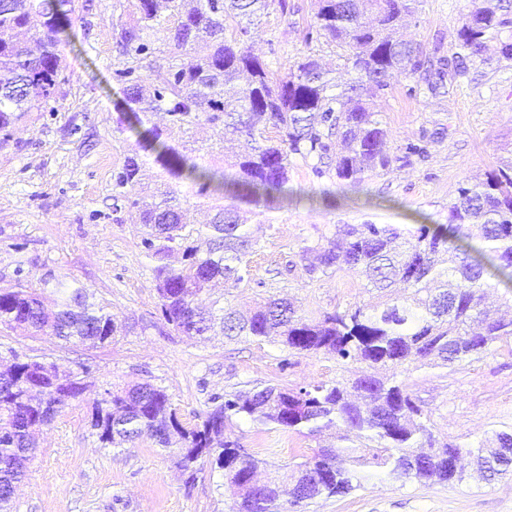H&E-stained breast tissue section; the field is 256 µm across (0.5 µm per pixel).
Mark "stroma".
<instances>
[{
  "label": "stroma",
  "instance_id": "obj_1",
  "mask_svg": "<svg viewBox=\"0 0 512 512\" xmlns=\"http://www.w3.org/2000/svg\"><path fill=\"white\" fill-rule=\"evenodd\" d=\"M287 2V10L274 5L263 18L255 53L276 70L311 54L343 75L339 48L304 41L312 0ZM471 8V0H420L404 32L422 49L438 41L452 54ZM130 11L128 0H76L61 35L65 69L54 99L41 111L25 113L11 136L0 139V288L35 285L50 273L49 304L60 302L62 289L82 286L126 328L98 348L0 332V357H43L62 370L87 372L89 381L44 430L17 490V512H229L232 501L217 466L204 464L190 482L152 440L132 448L101 447L90 427L95 401L114 385L148 381L166 390L191 427L215 398L244 384L295 388L345 375L320 355L250 339L200 343L163 320L155 263L141 245L134 209L114 182L127 154L145 152L113 77L119 61L113 26L129 20ZM509 39L512 27L471 58L445 91L433 93L398 76L376 98L388 151L398 155L414 143L424 148L423 157L355 183L337 179L335 166L319 176L311 163L292 159L279 208L251 226L258 239L249 257L251 278L234 289V303L290 296L316 316L372 301L354 272L310 278L300 255L303 242H325L340 224L447 223L460 185L512 160V59L497 52L498 41ZM407 382L449 440L475 443L491 425L512 424L511 349L469 366L415 370ZM225 435L275 464L301 461L326 443L246 417L234 418ZM307 512H512V475L492 484L468 476L448 487L401 485L372 473L362 488L316 500Z\"/></svg>",
  "mask_w": 512,
  "mask_h": 512
}]
</instances>
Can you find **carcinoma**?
<instances>
[{"label": "carcinoma", "mask_w": 512, "mask_h": 512, "mask_svg": "<svg viewBox=\"0 0 512 512\" xmlns=\"http://www.w3.org/2000/svg\"><path fill=\"white\" fill-rule=\"evenodd\" d=\"M274 2L287 10L286 0H132L135 19L113 26L119 53L131 64L114 76L155 161L190 191L180 195L165 185L144 193L146 160L136 153L115 172V186L133 191L126 199L144 227L142 247L156 261L161 316L177 332L202 340L222 335L268 341L321 355L340 368L358 363L361 370L351 381L300 388L269 384L227 394L190 428L163 388L126 385L97 400L91 428L105 448L147 436L191 476L206 461L216 464L225 472L231 512H300L322 496L357 490L369 468L402 483L453 484L463 480L467 462L478 480L489 483L512 471V426H492L488 439L477 444L441 439L431 414L409 392L406 375L470 365L512 345V320L484 305L496 287L491 277L512 283V161L458 187L446 224H338L326 243L302 247L309 276L353 271L380 293L374 304L312 318L286 299L265 297L242 314L227 304L225 293L250 275L247 256L257 241L246 226L251 217L276 209L291 156L321 159L339 140L336 177L360 182L423 155L424 148L413 143L400 155L387 152V130L362 93L377 97L397 76L418 77L433 91L445 87L488 40L512 25V0H499L496 11L475 7L450 57L438 55L437 47L427 53L399 34L417 0H314L305 42L334 43L354 74L338 94L317 58L306 55L282 73L254 52L250 39ZM164 9L172 18L166 76L154 83L140 70L156 64L149 33ZM73 12L74 0H0L3 137L22 114L54 95L65 68L59 34ZM32 28L34 49L19 38ZM159 112L167 116L165 128L146 127ZM201 121L222 145V172L167 144ZM272 130L277 136H269ZM212 188L210 222L189 226L193 197H208ZM473 238L477 249L467 243ZM43 293L29 286L0 289V328L91 347L121 332L87 289H67L52 313L44 308ZM85 385L75 374L61 377L43 359L16 356L0 368V512H14V487L25 476L39 432L70 404L62 393L75 398ZM239 416L309 435L333 429L340 445L276 468L224 439Z\"/></svg>", "instance_id": "1"}]
</instances>
